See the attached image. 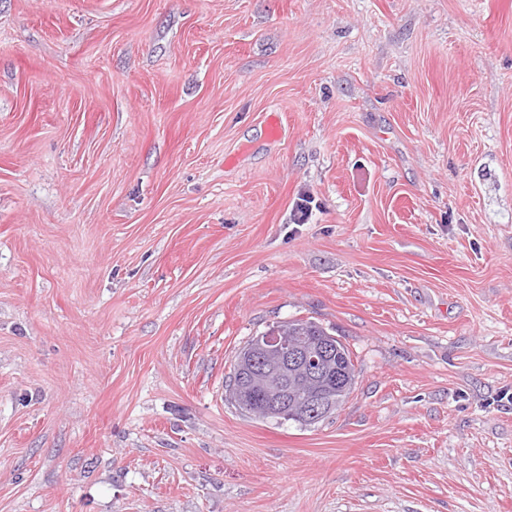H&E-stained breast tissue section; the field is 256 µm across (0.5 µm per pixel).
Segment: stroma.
Wrapping results in <instances>:
<instances>
[{
  "label": "stroma",
  "instance_id": "35a3bbf8",
  "mask_svg": "<svg viewBox=\"0 0 512 512\" xmlns=\"http://www.w3.org/2000/svg\"><path fill=\"white\" fill-rule=\"evenodd\" d=\"M0 512H512V0H0ZM277 325L281 328L283 336L291 338H296V336L325 337L315 338L306 350H297L288 347V344L281 340V336H278L276 329H271L265 334L257 336L255 340L248 345L252 338L237 355L233 373L229 376V383L225 385L226 391L228 393L230 392L233 399L241 403L247 402L250 396L253 395L251 386L253 374L260 371H268V365L265 361L266 357L270 354H275L279 358V362L276 369L273 370L268 378L267 389L263 392V402L258 409H255V414L260 417L264 416L279 419L288 412L289 407L290 417L284 419V422L292 421L302 427L315 425L341 408L354 389L356 383V368L351 352L347 346L336 338L337 349L333 375L335 377L337 376V379L334 383L329 385V390H325L328 399L332 400L334 408L328 414L324 402H313L311 405L313 410L310 412V415L314 420L327 415L312 424L305 419L304 408L309 402V399L317 391L318 386L307 379L299 378L288 383L287 391L288 374L296 370H304L321 379L328 377L330 374L328 361L336 345L326 336H333L334 338V335L329 333L321 324L310 319L281 321L278 322ZM245 348L246 350L237 368L236 381L230 391L235 376V366L241 352ZM234 403L242 412L255 416L250 407L251 405H248V403Z\"/></svg>",
  "mask_w": 512,
  "mask_h": 512
}]
</instances>
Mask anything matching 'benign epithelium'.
<instances>
[{
	"label": "benign epithelium",
	"mask_w": 512,
	"mask_h": 512,
	"mask_svg": "<svg viewBox=\"0 0 512 512\" xmlns=\"http://www.w3.org/2000/svg\"><path fill=\"white\" fill-rule=\"evenodd\" d=\"M334 347L335 343L325 336L314 339L307 349L297 350L281 340L277 330L271 329L256 337L247 346L237 368L236 381L230 395L241 403L247 402L253 395V374L268 371L266 357L274 354L279 358V362L268 378L267 389L263 392V402L255 410V414L278 419L288 412V375L297 370H304L321 379L329 376L328 361Z\"/></svg>",
	"instance_id": "obj_1"
}]
</instances>
